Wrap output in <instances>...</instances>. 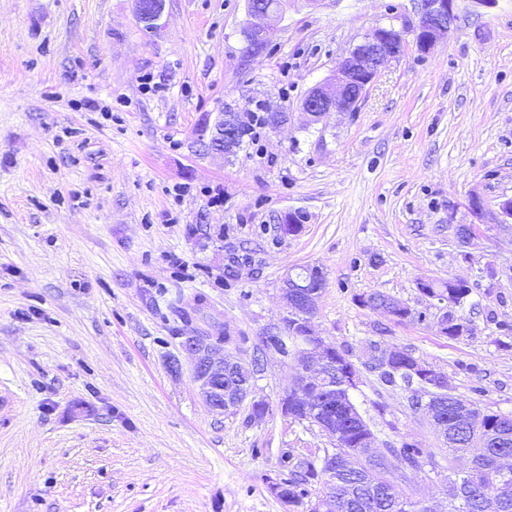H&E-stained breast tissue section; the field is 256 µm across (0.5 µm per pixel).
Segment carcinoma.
<instances>
[{"label": "carcinoma", "instance_id": "1", "mask_svg": "<svg viewBox=\"0 0 512 512\" xmlns=\"http://www.w3.org/2000/svg\"><path fill=\"white\" fill-rule=\"evenodd\" d=\"M271 113H252V122L240 127L238 144L252 134V124L270 125ZM428 290L433 296L448 295L464 309L472 293V287L463 280L452 278L442 282H432ZM460 322L448 324L446 337L458 339L472 333L473 320L460 313ZM386 362L368 364V370L379 368L378 381L387 387L408 388L422 372L414 370L417 359L405 350L388 349ZM355 370L354 364L341 356L329 374V385L336 387V416L343 419L345 436L336 451L325 453L321 466L308 463L299 475L284 481L288 485V500L284 504L293 509H310L311 492L309 486L316 483L321 489L316 493L319 501L329 494L330 477L327 470L354 463L356 476L347 480L350 492L336 490V502L346 504L336 512H427L424 501L403 496L399 492H389L395 474L404 468H419L424 459L432 457L431 452L415 442H404L399 448L387 449L384 461L361 446L363 436L368 432V424L348 417L351 406L344 399L345 376ZM459 396L451 393L441 399V411L428 414L432 425L443 445L455 459L465 462V474L458 479H448L442 493L448 499V512H512V465L507 466L504 458L512 457V418L503 419L502 414L473 405L467 416L457 413ZM480 439L484 448L474 453L473 441Z\"/></svg>", "mask_w": 512, "mask_h": 512}]
</instances>
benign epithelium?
<instances>
[{
	"label": "benign epithelium",
	"mask_w": 512,
	"mask_h": 512,
	"mask_svg": "<svg viewBox=\"0 0 512 512\" xmlns=\"http://www.w3.org/2000/svg\"><path fill=\"white\" fill-rule=\"evenodd\" d=\"M454 0H419V22L415 29L417 48L426 52L436 40L447 35L457 16ZM134 11L146 27H160L165 6L156 0H133ZM287 12L286 0H248L247 30L256 42L250 57L264 55L277 39L280 24ZM407 45L406 31L379 27L368 34L345 57L334 73L312 87L301 101L300 108L309 124L321 122L332 112H353L364 96L368 85L392 61L396 60ZM224 111L232 117L224 126V138L211 144L204 154L224 158L236 149L235 127L246 120V113L226 105ZM325 279L314 288L301 290L294 284L292 275L285 276L282 284L286 315L277 331L288 328L292 320L305 329L301 351L293 358L295 376L291 385L279 397L277 409L282 416L294 421H306L340 444L342 428L336 419V401L327 396L326 373L332 367L329 359L331 344L318 336L312 328L318 300ZM181 348L193 360V378L199 385L211 410L222 415L240 406L253 392L252 380H242L247 370L242 359L229 347L205 345L196 335L184 337ZM449 391L446 378L437 375L433 381L415 391L420 405L428 408L438 394Z\"/></svg>",
	"instance_id": "obj_1"
}]
</instances>
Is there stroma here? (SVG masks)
<instances>
[{
  "label": "stroma",
  "instance_id": "stroma-1",
  "mask_svg": "<svg viewBox=\"0 0 512 512\" xmlns=\"http://www.w3.org/2000/svg\"><path fill=\"white\" fill-rule=\"evenodd\" d=\"M245 4L166 0L149 33L133 0H0V512H288L268 490L291 476L282 453L315 463L333 446L281 416L294 365L261 349L299 266L325 273L314 328L361 368L353 397L379 443L434 455L401 493L448 512L440 491L462 463L407 391L363 370L372 342L512 412V280L473 289L460 339L417 287L512 265L495 225L512 198V0H455L430 51L408 46L357 112L311 126L304 94L375 28L415 27V0H288L255 59ZM228 103L290 119L233 156L193 152ZM291 210L307 220L286 235ZM475 223L465 263L456 228ZM375 291L423 320L363 306ZM227 330L263 416L215 414L193 379L182 336Z\"/></svg>",
  "mask_w": 512,
  "mask_h": 512
}]
</instances>
